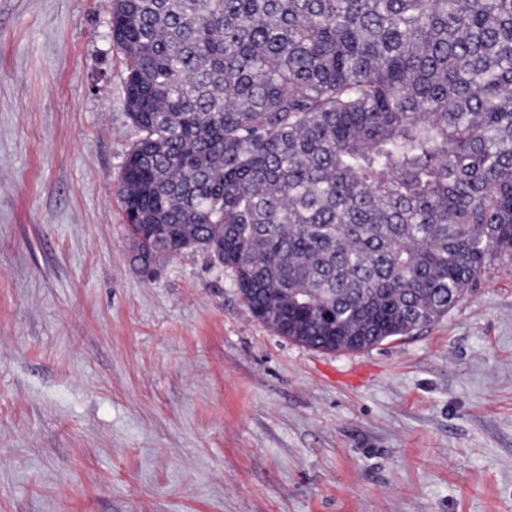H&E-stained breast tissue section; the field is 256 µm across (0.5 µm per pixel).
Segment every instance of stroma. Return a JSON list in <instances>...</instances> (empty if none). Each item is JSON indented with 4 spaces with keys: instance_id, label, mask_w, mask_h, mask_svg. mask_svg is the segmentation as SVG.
I'll list each match as a JSON object with an SVG mask.
<instances>
[{
    "instance_id": "1",
    "label": "stroma",
    "mask_w": 512,
    "mask_h": 512,
    "mask_svg": "<svg viewBox=\"0 0 512 512\" xmlns=\"http://www.w3.org/2000/svg\"><path fill=\"white\" fill-rule=\"evenodd\" d=\"M107 0H0V512H512V258L359 352L139 274Z\"/></svg>"
}]
</instances>
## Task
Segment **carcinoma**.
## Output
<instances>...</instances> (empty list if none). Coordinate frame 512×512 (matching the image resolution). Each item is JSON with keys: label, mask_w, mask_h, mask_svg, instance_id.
<instances>
[{"label": "carcinoma", "mask_w": 512, "mask_h": 512, "mask_svg": "<svg viewBox=\"0 0 512 512\" xmlns=\"http://www.w3.org/2000/svg\"><path fill=\"white\" fill-rule=\"evenodd\" d=\"M109 24L135 263L202 251L336 352L512 256V0H112Z\"/></svg>", "instance_id": "carcinoma-1"}]
</instances>
